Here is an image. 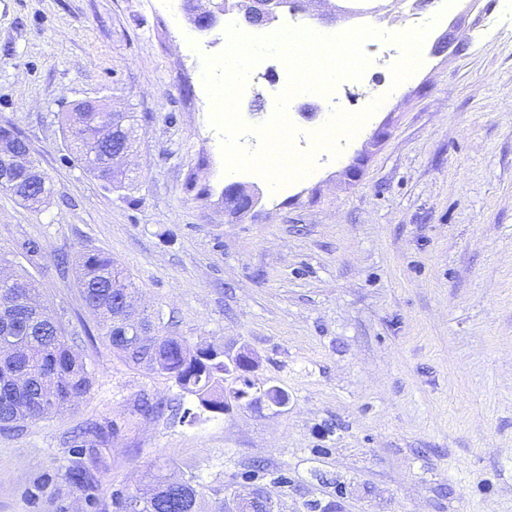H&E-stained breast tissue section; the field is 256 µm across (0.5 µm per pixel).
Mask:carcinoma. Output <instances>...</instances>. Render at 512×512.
<instances>
[{
  "instance_id": "carcinoma-1",
  "label": "carcinoma",
  "mask_w": 512,
  "mask_h": 512,
  "mask_svg": "<svg viewBox=\"0 0 512 512\" xmlns=\"http://www.w3.org/2000/svg\"><path fill=\"white\" fill-rule=\"evenodd\" d=\"M64 129L76 145L77 160L94 177L118 186L126 174L109 165L107 145L100 134L108 129L136 148L135 115L131 112H68ZM49 193L37 177L16 183L12 196L36 208ZM24 257L37 264L43 245L37 239L20 244ZM76 284L85 308L98 319L102 339L129 367H143L170 380L213 414L224 413V345L189 344L164 334L162 314L133 306L134 282L119 264L101 250L86 249L75 259ZM92 387V371L75 351L62 324L42 304L29 271L0 281V430L16 431L27 424L54 418L72 409ZM108 427L96 421L77 427L73 454H97L107 444ZM67 483L85 493L86 504L101 512L92 490L96 470L78 461L65 474ZM206 486L192 472L169 464L166 472H148L143 484L127 495L113 494L120 507L127 497L135 512H199ZM238 512H271L259 490L235 504Z\"/></svg>"
}]
</instances>
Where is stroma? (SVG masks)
<instances>
[{"label":"stroma","instance_id":"1","mask_svg":"<svg viewBox=\"0 0 512 512\" xmlns=\"http://www.w3.org/2000/svg\"><path fill=\"white\" fill-rule=\"evenodd\" d=\"M410 2L438 18L425 65L307 178L239 177L258 203L237 217L202 80L223 27L197 32L165 0H0V124L51 187L36 210L0 191V248L16 271L23 240L42 242L32 274L93 373L73 411L0 431V512H88L64 479L86 420L114 425L103 504L173 460L211 487L205 512L256 489L273 512H512V0ZM365 4L323 0L305 24L398 31L401 8ZM489 16L499 33L477 43ZM267 68L254 127L288 81L278 57ZM84 103L135 114L130 186L77 162L61 122ZM86 248L120 263L172 334L249 349L287 405L141 417L144 397L193 401L98 336L74 271L57 269Z\"/></svg>","mask_w":512,"mask_h":512}]
</instances>
